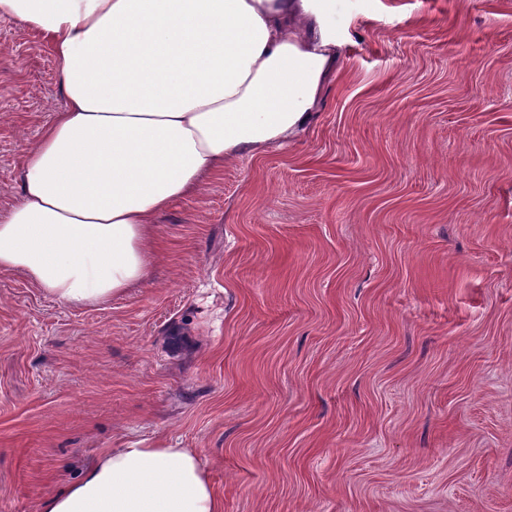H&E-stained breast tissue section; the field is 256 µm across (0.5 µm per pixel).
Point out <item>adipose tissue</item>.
<instances>
[{"instance_id": "obj_1", "label": "adipose tissue", "mask_w": 512, "mask_h": 512, "mask_svg": "<svg viewBox=\"0 0 512 512\" xmlns=\"http://www.w3.org/2000/svg\"><path fill=\"white\" fill-rule=\"evenodd\" d=\"M338 0H0L39 33L66 107L0 211V271L91 309L150 272L157 215L305 127L336 65ZM40 512H223L189 448L102 453Z\"/></svg>"}]
</instances>
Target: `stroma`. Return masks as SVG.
<instances>
[{
  "mask_svg": "<svg viewBox=\"0 0 512 512\" xmlns=\"http://www.w3.org/2000/svg\"><path fill=\"white\" fill-rule=\"evenodd\" d=\"M306 128L157 219L75 309L0 273V512L192 448L224 512H512V0H342ZM0 20V208L63 110Z\"/></svg>",
  "mask_w": 512,
  "mask_h": 512,
  "instance_id": "1",
  "label": "stroma"
}]
</instances>
